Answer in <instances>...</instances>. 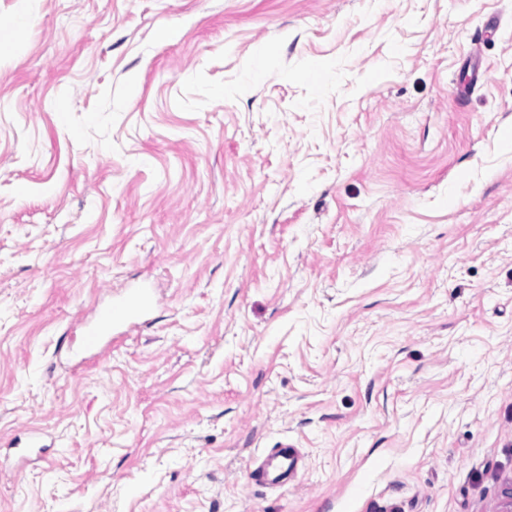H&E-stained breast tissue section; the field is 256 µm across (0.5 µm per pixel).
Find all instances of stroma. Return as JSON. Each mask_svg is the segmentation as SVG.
Here are the masks:
<instances>
[{"instance_id":"1","label":"stroma","mask_w":512,"mask_h":512,"mask_svg":"<svg viewBox=\"0 0 512 512\" xmlns=\"http://www.w3.org/2000/svg\"><path fill=\"white\" fill-rule=\"evenodd\" d=\"M20 12L0 512H501L512 0H0ZM142 282L148 321L77 366L78 321ZM280 441L299 479L253 484Z\"/></svg>"}]
</instances>
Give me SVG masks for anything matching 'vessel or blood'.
I'll return each mask as SVG.
<instances>
[{"instance_id": "vessel-or-blood-1", "label": "vessel or blood", "mask_w": 512, "mask_h": 512, "mask_svg": "<svg viewBox=\"0 0 512 512\" xmlns=\"http://www.w3.org/2000/svg\"><path fill=\"white\" fill-rule=\"evenodd\" d=\"M153 306L149 289L127 290L99 306L90 320L80 322L75 336L78 348L89 357H97L106 347L144 324ZM303 462L301 450L285 443L256 462L249 477L254 483L278 487L296 476Z\"/></svg>"}]
</instances>
